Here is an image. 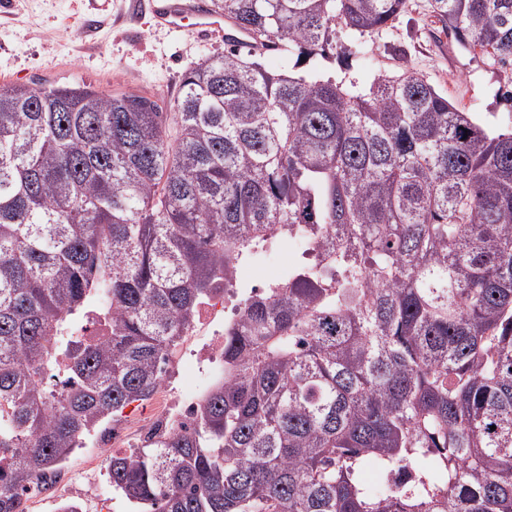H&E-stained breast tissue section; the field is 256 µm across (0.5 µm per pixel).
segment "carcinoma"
I'll return each instance as SVG.
<instances>
[{"label":"carcinoma","mask_w":512,"mask_h":512,"mask_svg":"<svg viewBox=\"0 0 512 512\" xmlns=\"http://www.w3.org/2000/svg\"><path fill=\"white\" fill-rule=\"evenodd\" d=\"M211 6L309 61L407 0ZM430 7L512 65V0ZM262 57L206 56L167 112L0 87V512L150 398L200 304L284 241L305 261L239 301L224 381L108 457L112 486L149 512H512V129L408 66L362 88Z\"/></svg>","instance_id":"obj_1"}]
</instances>
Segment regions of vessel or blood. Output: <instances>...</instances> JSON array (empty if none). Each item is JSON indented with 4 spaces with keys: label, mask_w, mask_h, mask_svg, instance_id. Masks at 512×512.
<instances>
[{
    "label": "vessel or blood",
    "mask_w": 512,
    "mask_h": 512,
    "mask_svg": "<svg viewBox=\"0 0 512 512\" xmlns=\"http://www.w3.org/2000/svg\"><path fill=\"white\" fill-rule=\"evenodd\" d=\"M149 8L157 26L171 30H189L198 37L223 35L226 41L246 46L247 31L211 9L202 0H150Z\"/></svg>",
    "instance_id": "vessel-or-blood-1"
}]
</instances>
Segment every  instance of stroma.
Wrapping results in <instances>:
<instances>
[{
	"label": "stroma",
	"mask_w": 512,
	"mask_h": 512,
	"mask_svg": "<svg viewBox=\"0 0 512 512\" xmlns=\"http://www.w3.org/2000/svg\"><path fill=\"white\" fill-rule=\"evenodd\" d=\"M364 42L361 55L318 57L300 64L275 53L265 55L264 64L272 71L334 75L365 86L378 74L407 63L460 110L495 130L512 127V66L460 47L431 17L429 0H409L407 11L386 31ZM223 49L218 36L201 39L185 30L154 27L148 15L132 8L131 0H0V85L39 89L81 81L112 93L138 91L167 107L188 70ZM299 259L295 245L282 243L273 258L251 264L250 286L280 279ZM211 341L208 328L182 337L175 349L178 361L168 366L165 376L170 388L196 384L197 353ZM109 454L96 436L86 437L63 464L64 478L29 501V512H58L72 486L84 484L83 469L91 460L99 470L85 497L87 512H134L112 491L104 469Z\"/></svg>",
	"instance_id": "obj_1"
}]
</instances>
